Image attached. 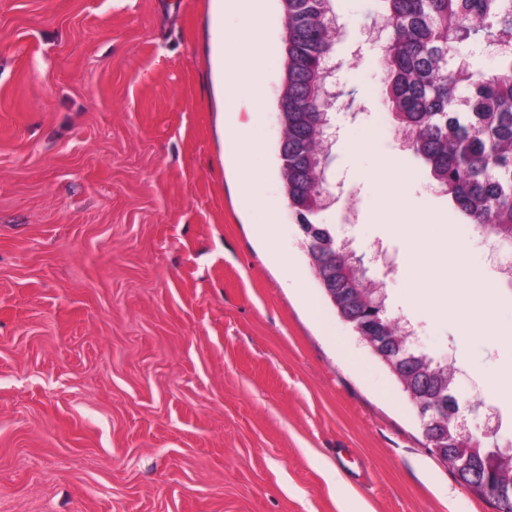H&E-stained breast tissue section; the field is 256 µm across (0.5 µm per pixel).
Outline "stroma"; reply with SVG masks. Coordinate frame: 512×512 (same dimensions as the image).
Masks as SVG:
<instances>
[{"mask_svg":"<svg viewBox=\"0 0 512 512\" xmlns=\"http://www.w3.org/2000/svg\"><path fill=\"white\" fill-rule=\"evenodd\" d=\"M268 8L271 103L258 118L237 104L267 144L252 159L265 205L251 209L223 133L215 0H0V512H496L429 452L310 271L278 171L284 22L280 0ZM334 9L354 104L332 113L330 171L351 190L356 252L392 256L368 267L388 309L454 363V396L482 397L507 445L512 404L485 381L512 373V277L393 126L376 127L380 48L364 32L378 0ZM385 155L411 173L408 210L442 214L438 233L467 241L494 282V335L405 306L407 245L377 218ZM345 203L317 223L339 225ZM273 207L285 270L253 232Z\"/></svg>","mask_w":512,"mask_h":512,"instance_id":"35a3bbf8","label":"stroma"}]
</instances>
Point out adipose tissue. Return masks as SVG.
<instances>
[{
  "mask_svg": "<svg viewBox=\"0 0 512 512\" xmlns=\"http://www.w3.org/2000/svg\"><path fill=\"white\" fill-rule=\"evenodd\" d=\"M225 12L238 16L239 28L228 31L217 26L214 40L222 51L223 96L227 103H237L247 97L253 112H262L267 104V90L263 81V69L270 45L266 35L267 13L265 0H225ZM263 143L247 134L237 135L233 142L239 191L251 205L263 203L260 184L251 168L254 154L263 151ZM379 220L400 228L412 254L419 256L421 272L410 273L406 291L411 305L432 303L433 288L431 270L443 265L464 283L467 294L464 298L465 313L453 317L454 323L464 331L490 335L492 311L479 306L478 300L494 289L493 282L481 268L468 261L465 243L448 241L447 237H435L432 228L434 219L414 221L404 202L387 197L378 215Z\"/></svg>",
  "mask_w": 512,
  "mask_h": 512,
  "instance_id": "obj_1",
  "label": "adipose tissue"
}]
</instances>
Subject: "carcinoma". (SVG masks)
I'll use <instances>...</instances> for the list:
<instances>
[{
  "mask_svg": "<svg viewBox=\"0 0 512 512\" xmlns=\"http://www.w3.org/2000/svg\"><path fill=\"white\" fill-rule=\"evenodd\" d=\"M285 68L277 101L283 137L281 172L289 205L298 223L310 224L325 192L331 150L324 145L330 117L317 105L333 62L336 15L332 0H281ZM386 28L380 38V64L395 130L414 163L448 196L464 222L494 245L512 242V0H382ZM469 40L498 49L501 65L484 78L461 60L456 45ZM336 263L313 267L336 299L359 322L375 316L367 300L374 280L364 265ZM397 343L405 342L398 316L377 314ZM402 367L416 382L430 377L435 403L448 400L447 363L408 347ZM485 495L512 503V469H490Z\"/></svg>",
  "mask_w": 512,
  "mask_h": 512,
  "instance_id": "cac0c4a2",
  "label": "carcinoma"
}]
</instances>
